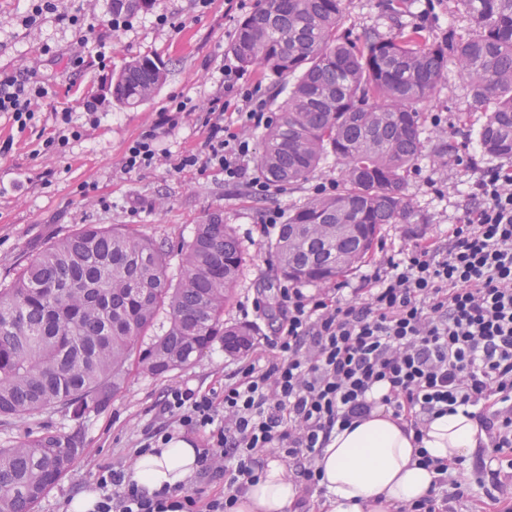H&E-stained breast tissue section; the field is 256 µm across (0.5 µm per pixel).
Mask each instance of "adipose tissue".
I'll return each mask as SVG.
<instances>
[{
	"mask_svg": "<svg viewBox=\"0 0 512 512\" xmlns=\"http://www.w3.org/2000/svg\"><path fill=\"white\" fill-rule=\"evenodd\" d=\"M486 434L466 407L432 421L416 435L404 419L383 405L352 426L332 433L319 454L322 512H398L403 505L427 497L437 478L422 466L420 451L448 463L450 469L467 467ZM201 451L193 440L172 438L160 450L139 454L127 481L146 495L186 486L200 469ZM301 484L273 459L265 460L258 479L237 493L235 512H291Z\"/></svg>",
	"mask_w": 512,
	"mask_h": 512,
	"instance_id": "ef3b65f1",
	"label": "adipose tissue"
}]
</instances>
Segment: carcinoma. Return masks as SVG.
Wrapping results in <instances>:
<instances>
[{
    "instance_id": "obj_1",
    "label": "carcinoma",
    "mask_w": 512,
    "mask_h": 512,
    "mask_svg": "<svg viewBox=\"0 0 512 512\" xmlns=\"http://www.w3.org/2000/svg\"><path fill=\"white\" fill-rule=\"evenodd\" d=\"M472 23L462 40L432 42L414 26L392 36L342 30L343 0H264L240 24L230 50L241 67L292 78L257 157L279 185L308 180L328 155L336 191L315 194L281 225L271 251L295 284L332 282L364 262L384 224H408L406 176L421 155L419 104L453 65L470 106L486 112L483 155L512 160V0H454ZM150 0H112L130 18ZM167 77L136 57L112 78L126 107L153 97ZM354 231L336 235V225ZM245 257L235 230L212 219L181 247L170 280L163 246L129 226L85 224L0 286V422L66 410L80 419L106 406L137 357L163 376L215 341L237 353L252 330L224 323ZM168 327L152 337L160 313ZM79 434L27 436L0 447V509L35 512L80 453Z\"/></svg>"
}]
</instances>
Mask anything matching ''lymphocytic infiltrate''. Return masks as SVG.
<instances>
[{
  "instance_id": "1",
  "label": "lymphocytic infiltrate",
  "mask_w": 512,
  "mask_h": 512,
  "mask_svg": "<svg viewBox=\"0 0 512 512\" xmlns=\"http://www.w3.org/2000/svg\"><path fill=\"white\" fill-rule=\"evenodd\" d=\"M49 14L79 32L95 30L88 16L59 10L57 0H26L23 22L35 26ZM221 84L198 150L174 157L158 147L164 128L186 111L181 102L130 142L122 170L212 168L251 195H271L247 135L270 121L262 86L231 66ZM48 91L32 69H0V112L18 131L35 126L34 104ZM278 304L268 341L275 362L241 363L222 396L176 386L161 402L181 426L206 435L200 473L222 474L225 495L206 501L198 489L164 490L150 498L126 483L123 470L106 467L97 477L96 512H233L235 493L255 479L258 455L268 450L288 457L303 485L294 512H311L317 456L334 430L370 413L366 394L379 383L387 387L383 404L414 430L466 405L487 433L486 456L498 459L512 447L511 168L475 170L447 243L425 237L383 253L346 295L281 287Z\"/></svg>"
}]
</instances>
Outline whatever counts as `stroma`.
<instances>
[{
  "label": "stroma",
  "mask_w": 512,
  "mask_h": 512,
  "mask_svg": "<svg viewBox=\"0 0 512 512\" xmlns=\"http://www.w3.org/2000/svg\"><path fill=\"white\" fill-rule=\"evenodd\" d=\"M426 2L404 0L395 14L388 0H344L343 27L389 36L413 26ZM258 5L259 0H247L242 8L234 0H209L204 7L197 0H151L148 12L131 18L127 30L111 34L105 23L112 13V0H62L63 9L90 13L108 42L106 59L86 51L83 69L70 73L64 65L80 48L78 32L50 17L39 26H23L18 0H0V69L33 68L51 89L38 103L35 131L18 132L8 118L0 117V143L9 144L8 151L0 154V283L14 281L33 257L85 224H130L164 243L168 275L176 280L182 243L191 239L196 225L218 218L235 228L245 253V266L224 320L255 325L252 349H265L271 324L280 316L277 290L285 280L271 254L274 236L263 233L260 217L271 207L288 215L302 206L313 196L316 183L337 178L335 160L327 159L312 180L288 186L266 200L225 184L218 170L160 167L128 174L121 169L127 146L157 112L188 98L195 111L181 114L160 146L174 156L200 147L206 135L204 108L221 92V69L236 62L229 50L234 32ZM159 14L167 16L166 25H156ZM471 30L465 12L445 4L438 5L427 21V32L435 41L450 34L462 39ZM145 55L166 64L164 84L139 106L109 103L104 86L111 75L132 58ZM57 109L71 111L82 137L71 142L66 153L48 161L36 149L40 137L53 135ZM419 110L424 149L407 176L406 188L415 215L408 224L383 225L377 242L381 249H399L457 223L470 190L467 153L457 144L470 140L472 131L483 124L484 113L469 111L467 92L452 71L420 103ZM48 168L53 171L49 177L44 174ZM86 184L91 190L85 195L81 188ZM256 299L266 305L259 314L252 310ZM239 360V355L225 352L217 342L188 366L162 377L131 364L123 388L106 407L79 420L58 411L0 424V446L43 432H80V455L36 507V512H66L71 497L94 490L101 467L130 470L145 429L164 422L159 403L168 388L187 385L222 394L225 379ZM498 468L500 485L495 488L482 467L481 455H474L466 477L469 491L456 502L455 512L512 507V448L503 450Z\"/></svg>",
  "instance_id": "1"
}]
</instances>
